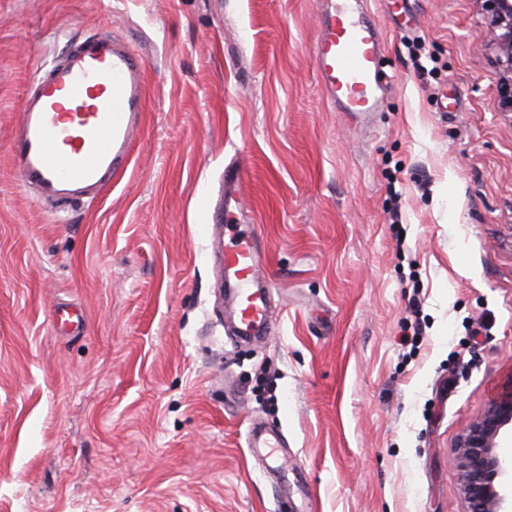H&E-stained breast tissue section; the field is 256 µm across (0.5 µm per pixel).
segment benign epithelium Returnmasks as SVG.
<instances>
[{
  "label": "benign epithelium",
  "instance_id": "benign-epithelium-1",
  "mask_svg": "<svg viewBox=\"0 0 512 512\" xmlns=\"http://www.w3.org/2000/svg\"><path fill=\"white\" fill-rule=\"evenodd\" d=\"M492 25L503 30L498 48L505 58V103L512 110V0H485ZM512 427V387L492 399L470 422L456 447L454 462L461 475L467 512H507L503 478L507 468L497 448Z\"/></svg>",
  "mask_w": 512,
  "mask_h": 512
}]
</instances>
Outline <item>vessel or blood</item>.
Instances as JSON below:
<instances>
[{
  "label": "vessel or blood",
  "instance_id": "vessel-or-blood-1",
  "mask_svg": "<svg viewBox=\"0 0 512 512\" xmlns=\"http://www.w3.org/2000/svg\"><path fill=\"white\" fill-rule=\"evenodd\" d=\"M381 31L346 0L322 16L315 68L331 104L369 114L383 101ZM143 61L111 34L83 40L40 69L11 133L9 155L39 200L63 207L99 198L129 164L133 135L145 110ZM239 171L224 173V206L243 210ZM224 276L235 294L239 335L272 328L263 256L255 238L238 234L223 252Z\"/></svg>",
  "mask_w": 512,
  "mask_h": 512
}]
</instances>
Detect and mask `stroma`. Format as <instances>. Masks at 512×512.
<instances>
[{"instance_id": "35a3bbf8", "label": "stroma", "mask_w": 512, "mask_h": 512, "mask_svg": "<svg viewBox=\"0 0 512 512\" xmlns=\"http://www.w3.org/2000/svg\"><path fill=\"white\" fill-rule=\"evenodd\" d=\"M325 8L0 0V512H465L454 445L512 381L496 33L483 0H364L392 78L364 120L317 81ZM100 32L143 58L147 110L61 223L9 139L35 73ZM229 166L278 315L251 342L214 245Z\"/></svg>"}]
</instances>
